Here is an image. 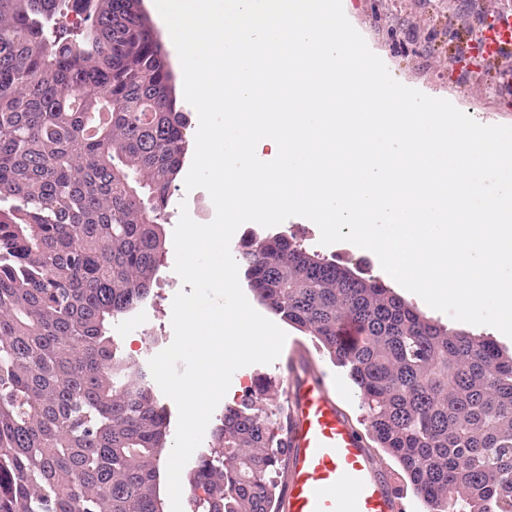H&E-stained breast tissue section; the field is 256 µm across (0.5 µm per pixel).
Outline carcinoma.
<instances>
[{"instance_id": "obj_1", "label": "carcinoma", "mask_w": 512, "mask_h": 512, "mask_svg": "<svg viewBox=\"0 0 512 512\" xmlns=\"http://www.w3.org/2000/svg\"><path fill=\"white\" fill-rule=\"evenodd\" d=\"M187 128L141 0H0V512H163L168 410L111 327L151 296ZM235 252L346 369L421 512H512V354L293 234ZM267 393L224 407L192 512H276L286 417Z\"/></svg>"}]
</instances>
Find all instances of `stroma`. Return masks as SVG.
<instances>
[{
    "mask_svg": "<svg viewBox=\"0 0 512 512\" xmlns=\"http://www.w3.org/2000/svg\"><path fill=\"white\" fill-rule=\"evenodd\" d=\"M502 0H342L346 17L369 48L400 83L424 94L449 100L470 112L482 124L512 125V91L503 89L496 72L487 70L476 35L493 21ZM187 202L191 217L206 224L215 207L204 189L186 190L176 180L164 224L172 234L179 219V204ZM175 252L162 258L153 295L132 315L118 322L112 333L126 351L152 358L174 338L172 301L183 284L174 271ZM286 346H302L318 370L345 393V406L359 429L368 426V409L344 368L320 351L311 337L286 326ZM271 380L273 404H281L285 381L274 365L254 364L237 370L225 403L241 396L257 378Z\"/></svg>",
    "mask_w": 512,
    "mask_h": 512,
    "instance_id": "35a3bbf8",
    "label": "stroma"
}]
</instances>
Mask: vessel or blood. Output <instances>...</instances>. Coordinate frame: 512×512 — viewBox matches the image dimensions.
I'll return each mask as SVG.
<instances>
[{"mask_svg": "<svg viewBox=\"0 0 512 512\" xmlns=\"http://www.w3.org/2000/svg\"><path fill=\"white\" fill-rule=\"evenodd\" d=\"M483 50L495 60L512 55L511 6L499 10ZM286 371L283 512H405L341 407L338 387L296 357Z\"/></svg>", "mask_w": 512, "mask_h": 512, "instance_id": "vessel-or-blood-1", "label": "vessel or blood"}]
</instances>
